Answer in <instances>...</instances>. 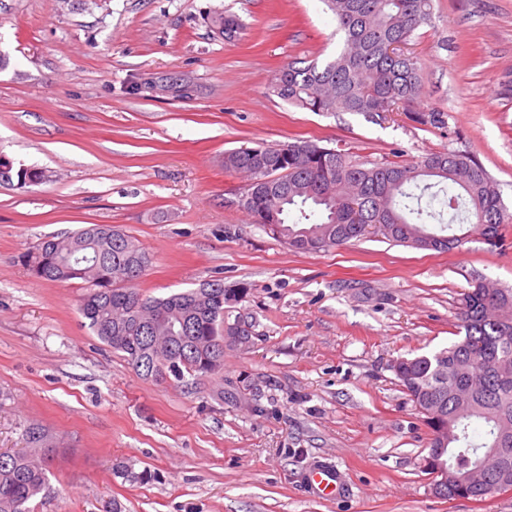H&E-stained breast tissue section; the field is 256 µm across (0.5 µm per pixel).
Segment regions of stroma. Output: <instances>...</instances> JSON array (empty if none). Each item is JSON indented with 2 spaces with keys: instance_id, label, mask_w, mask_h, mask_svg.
<instances>
[{
  "instance_id": "stroma-1",
  "label": "stroma",
  "mask_w": 512,
  "mask_h": 512,
  "mask_svg": "<svg viewBox=\"0 0 512 512\" xmlns=\"http://www.w3.org/2000/svg\"><path fill=\"white\" fill-rule=\"evenodd\" d=\"M222 13L243 24L234 40L212 25ZM343 46L323 0H0V155L46 175L0 185V450L21 449L32 422L57 441L34 512H512V493H435L430 431L392 368L456 339L472 283L512 288V223L497 249L370 235L296 253L234 206L245 179L224 170L225 151L261 142L309 140L364 163L456 150L512 212V0H432L412 35L416 106L447 112L445 130L270 92L288 62ZM89 224L149 254L144 295L250 285L226 308L249 333L226 340L221 374L143 379L85 326L79 285L22 265L44 237ZM328 464L334 499L307 483ZM119 465L152 478L125 481Z\"/></svg>"
}]
</instances>
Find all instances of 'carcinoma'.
Returning <instances> with one entry per match:
<instances>
[{
    "label": "carcinoma",
    "mask_w": 512,
    "mask_h": 512,
    "mask_svg": "<svg viewBox=\"0 0 512 512\" xmlns=\"http://www.w3.org/2000/svg\"><path fill=\"white\" fill-rule=\"evenodd\" d=\"M344 34V48L324 63L291 61L270 86L273 95L310 112L383 115L403 112L412 122L434 129L448 126V113L411 110L424 89L420 59L387 46L408 43L430 20L431 0H323ZM214 25L227 38L240 28L236 17L219 15ZM224 170H251L256 182L243 187L242 209L269 233L299 253L345 246L384 224L380 235L407 244L427 227L406 214L409 201L434 187H448L451 220L467 222L461 234H440L432 250L450 252L480 236L490 247L512 222L485 168L466 153L430 152L409 162L354 163L341 149L311 141L259 144L224 153ZM43 180L23 165L0 172V183L23 189ZM419 190L416 195L413 190ZM34 277L76 281L86 288L80 310L89 328L146 379L162 376L160 366L176 355L186 358L173 374L175 384L217 375L224 368V305L246 297V283L213 279L165 297L145 296L126 280L141 279L150 258L137 240L110 224H90L76 232L51 235L21 255ZM464 336L429 355L409 359L400 383L424 415L429 447H448V465L485 463L490 487L512 489V452L487 457L489 448L512 449V289L477 282L463 294L459 311ZM469 382L456 389L457 381ZM441 405V415L431 413ZM448 428V444L437 438ZM24 449L0 451V512H32L47 486L46 462L53 437L40 425L22 434Z\"/></svg>",
    "instance_id": "obj_1"
}]
</instances>
